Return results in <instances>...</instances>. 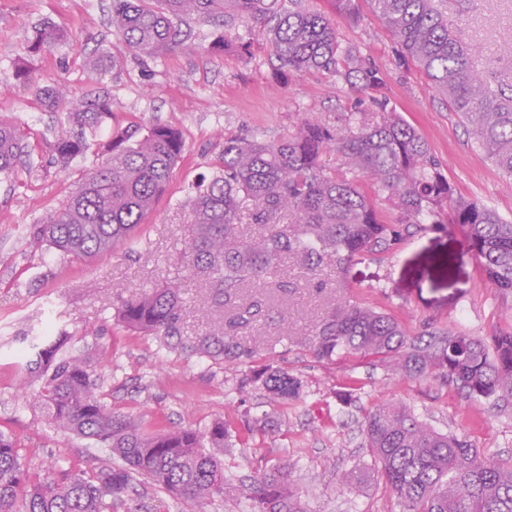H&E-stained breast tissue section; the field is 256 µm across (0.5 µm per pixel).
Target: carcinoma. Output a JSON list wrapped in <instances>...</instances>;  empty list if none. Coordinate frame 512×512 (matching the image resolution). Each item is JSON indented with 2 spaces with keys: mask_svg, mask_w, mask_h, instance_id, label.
<instances>
[{
  "mask_svg": "<svg viewBox=\"0 0 512 512\" xmlns=\"http://www.w3.org/2000/svg\"><path fill=\"white\" fill-rule=\"evenodd\" d=\"M382 26L407 60L448 98L486 157L512 189V88L493 83V71H476V47L451 30L436 0H371ZM189 19L218 20L258 29L273 49L278 71L332 74L354 88L372 89V65L339 40L334 21L301 0H112L111 24L121 53L100 55L93 68L115 69L126 57L158 58L186 48ZM67 30L49 21L32 27L28 48L41 53L68 40ZM56 110L62 92L37 90ZM112 114L107 93H90L74 103L51 144L62 166L88 150L83 130ZM330 128L306 120L270 142L260 134L224 138L219 173L201 178L188 199L192 238L182 261L205 276L207 303L221 307L246 286L260 285L283 256L298 254L313 270L325 259L345 265L357 254L387 253L400 240L376 206L379 199L401 224L419 229L446 224L478 260L480 272L502 295L512 294V221L477 200L455 194L424 137L403 117L385 108L374 117L344 113ZM107 160L87 170L66 201L28 234L78 261L107 255L133 240L165 193L172 168L184 150L182 132L171 125L132 124L103 142ZM340 157L329 168L323 157ZM32 147L16 129L0 122V174L36 171ZM253 206L252 220L269 227L254 241L237 240V220ZM294 216V232L278 226L283 212ZM180 286L170 283L118 308V320L133 331L157 336L167 348L215 362L243 361L251 351L227 335L224 326L192 342L181 334ZM35 338L26 371L39 388L32 404L54 424L111 449L117 463L89 472L49 465L31 473L20 448L0 432V512H155L139 484L147 480L187 504L224 495V452L230 424L215 420L201 432L146 428L143 415L112 411L100 394L90 357L66 349L63 333ZM315 355L326 361L373 355L386 371L409 379L437 376L468 397L512 395V330H500L492 344L432 328L409 332L397 316L348 305L316 328ZM262 389L286 406L297 400L302 381L279 366L243 374L237 391ZM363 434L374 467L397 497L401 512H512V459L487 457L466 439L442 434L402 404L387 402L364 420ZM242 512H305L289 467L278 466L254 479L243 495Z\"/></svg>",
  "mask_w": 512,
  "mask_h": 512,
  "instance_id": "carcinoma-1",
  "label": "carcinoma"
}]
</instances>
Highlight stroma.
I'll use <instances>...</instances> for the list:
<instances>
[{
    "label": "stroma",
    "instance_id": "stroma-1",
    "mask_svg": "<svg viewBox=\"0 0 512 512\" xmlns=\"http://www.w3.org/2000/svg\"><path fill=\"white\" fill-rule=\"evenodd\" d=\"M449 28L478 45L477 69L494 65L496 78L512 84V0H439ZM112 0H0V121L35 143L42 167L32 176L0 174V431L21 448L23 463L40 471L48 461L89 470L112 462L109 449L68 434L34 411L28 399L36 382L24 375L18 351L45 325L66 333L74 348L87 350L108 405L144 413L167 429H202L221 418L242 429L254 425L224 451L229 493L208 500L202 512H238L243 481L275 465H287L308 512H400L380 474L371 468L362 424L373 409L395 401L413 409L437 431L466 438L485 455L512 458V397L473 399L439 380H409L375 366L372 358L316 357L317 323L348 304L396 313L414 331L442 327L490 341L512 327V295L495 292L474 256L463 253L458 236L427 226L412 231L386 254L356 256L346 271L332 261L307 270L294 255L282 259L262 287L244 289L243 301H260L261 318L229 332L252 356L241 364L164 349L155 336L122 327L120 301L158 288L178 275L175 261L192 237L187 204L191 184L212 177L228 136L261 133L276 140L309 118L333 127L346 112L387 107L427 140L441 172L458 194L474 198L512 220V189L482 151L457 113L432 88L423 72L400 56L370 0H359L356 20L336 17L341 42L369 59L375 89L360 92L322 73L276 81V61L261 33L249 35L250 56L209 46L222 27L196 22L186 50L157 59H125L100 74L90 64L99 51H116L119 38L109 24ZM48 20L71 38L45 54L29 53L27 37ZM24 62L32 83L14 80ZM61 84L66 103L101 87L112 97V115L87 131L89 150L69 165L56 163L50 143L66 118L47 109L35 82ZM132 122L170 124L185 139L182 159L167 190L132 243L112 254L80 262L37 248L27 227L59 208L98 155L96 143L110 127ZM457 254L450 278L430 267L437 253ZM201 277L184 281L183 335L194 339L223 318L207 305ZM272 363L301 378L298 400L284 407L261 391L240 395L244 371ZM362 472L357 492L342 484Z\"/></svg>",
    "mask_w": 512,
    "mask_h": 512
}]
</instances>
